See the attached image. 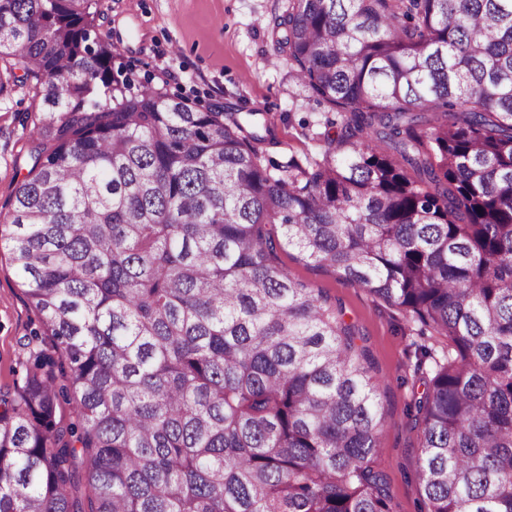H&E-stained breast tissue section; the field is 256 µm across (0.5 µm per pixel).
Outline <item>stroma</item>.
Wrapping results in <instances>:
<instances>
[{"mask_svg":"<svg viewBox=\"0 0 512 512\" xmlns=\"http://www.w3.org/2000/svg\"><path fill=\"white\" fill-rule=\"evenodd\" d=\"M102 36L119 44L139 83L155 86L161 70L172 77L167 89L189 102L223 112H265L272 125L264 148L269 163L318 152L319 134H337L326 119L337 112L296 82L291 67L275 55L276 19L286 0H99ZM40 100L31 84L18 80L0 97V210L32 165L31 131L39 122ZM289 274L321 288L335 300L342 318L363 339L371 371L379 381L388 425L375 458L389 483L395 512H419L423 492L416 480L420 433L408 416L412 390L433 376L432 359H419L418 346L447 348L441 338L421 336L420 325L368 289L338 274L281 252ZM52 353L10 264L0 255V390L21 383L31 351Z\"/></svg>","mask_w":512,"mask_h":512,"instance_id":"obj_1","label":"stroma"}]
</instances>
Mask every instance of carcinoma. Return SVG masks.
<instances>
[{"label": "carcinoma", "mask_w": 512, "mask_h": 512, "mask_svg": "<svg viewBox=\"0 0 512 512\" xmlns=\"http://www.w3.org/2000/svg\"><path fill=\"white\" fill-rule=\"evenodd\" d=\"M99 17L0 0V94L45 113L0 252L62 358L0 393V512H394L366 349L287 246L448 339L423 512H512V0H288L341 132L273 168L266 113L136 84Z\"/></svg>", "instance_id": "obj_1"}]
</instances>
